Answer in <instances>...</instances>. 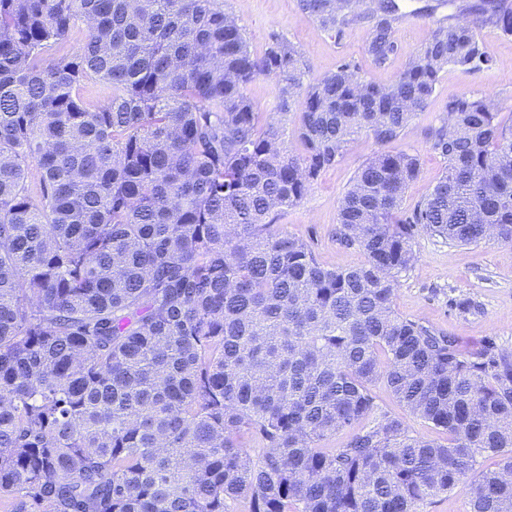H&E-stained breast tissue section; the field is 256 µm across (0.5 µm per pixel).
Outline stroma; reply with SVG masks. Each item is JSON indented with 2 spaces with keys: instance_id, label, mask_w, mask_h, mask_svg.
<instances>
[{
  "instance_id": "obj_1",
  "label": "stroma",
  "mask_w": 512,
  "mask_h": 512,
  "mask_svg": "<svg viewBox=\"0 0 512 512\" xmlns=\"http://www.w3.org/2000/svg\"><path fill=\"white\" fill-rule=\"evenodd\" d=\"M405 17L393 33L398 54L383 67L367 53L369 30L357 24L341 39L323 32L313 18L299 8V0H224L226 13L234 15L245 32L248 47L262 54L279 35L297 46L309 75L318 78L335 71L342 60L355 62L365 78L390 83L402 71L409 56L443 23L447 7L438 0H401ZM479 38L494 59L491 67L466 76L445 68L431 105L418 113L404 132L402 149L420 159L418 178L404 196L412 207L441 176L444 159L427 141L429 128L440 123L449 99L465 93H486L500 105V117L512 124V36L486 28ZM378 150L367 135L355 136L337 166L320 174L302 200L280 217V231L308 241L319 262L345 269L361 264L365 256L340 245L335 237L340 200L357 169ZM414 266L403 273L394 297L396 310L466 344L486 337L512 349V244L486 240L468 246L454 245L427 234L416 236ZM470 301V310H459V301Z\"/></svg>"
}]
</instances>
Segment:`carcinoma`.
Returning a JSON list of instances; mask_svg holds the SVG:
<instances>
[{
  "label": "carcinoma",
  "mask_w": 512,
  "mask_h": 512,
  "mask_svg": "<svg viewBox=\"0 0 512 512\" xmlns=\"http://www.w3.org/2000/svg\"><path fill=\"white\" fill-rule=\"evenodd\" d=\"M446 4L381 85L347 60L310 80L280 36L252 54L224 0H0L4 512H417L460 484L470 512H512V350L394 308L417 234L512 243V125L490 96L448 101L444 171L402 208L420 162L397 143L440 73L492 64L479 30L512 35V0ZM300 5L336 39L368 21L378 66L398 52L397 0ZM259 77L281 83L264 120ZM302 88L296 152L279 116ZM360 133L380 151L336 240L365 261L331 269L274 226ZM280 84L274 78L260 77L246 85L245 93L251 100L255 112L264 120L267 113L275 112L279 101ZM376 394L378 396V402L383 407V409L393 414L395 413L403 416L406 423L415 433L436 438L439 437L438 434H435L426 423L419 419L413 418L410 415H407L399 402L385 389L383 385L380 384L376 387Z\"/></svg>",
  "instance_id": "carcinoma-1"
}]
</instances>
